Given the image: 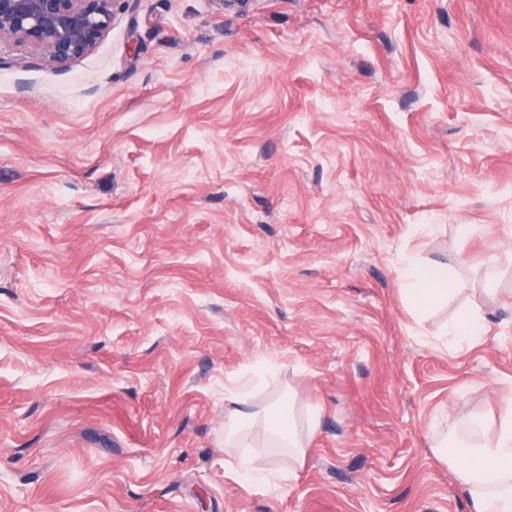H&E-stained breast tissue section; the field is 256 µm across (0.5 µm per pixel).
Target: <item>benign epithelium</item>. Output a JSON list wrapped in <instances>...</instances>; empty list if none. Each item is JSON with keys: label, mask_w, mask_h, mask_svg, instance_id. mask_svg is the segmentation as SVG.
Segmentation results:
<instances>
[{"label": "benign epithelium", "mask_w": 512, "mask_h": 512, "mask_svg": "<svg viewBox=\"0 0 512 512\" xmlns=\"http://www.w3.org/2000/svg\"><path fill=\"white\" fill-rule=\"evenodd\" d=\"M127 0H0V43L31 45L65 66L91 52Z\"/></svg>", "instance_id": "1"}]
</instances>
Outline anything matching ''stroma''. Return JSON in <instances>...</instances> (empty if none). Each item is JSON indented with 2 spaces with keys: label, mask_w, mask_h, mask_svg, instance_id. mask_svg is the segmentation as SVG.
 Here are the masks:
<instances>
[{
  "label": "stroma",
  "mask_w": 512,
  "mask_h": 512,
  "mask_svg": "<svg viewBox=\"0 0 512 512\" xmlns=\"http://www.w3.org/2000/svg\"><path fill=\"white\" fill-rule=\"evenodd\" d=\"M247 385L320 410L301 462L255 449L272 487L224 448ZM511 402L512 0H131L68 66L0 45V512H468L434 447ZM406 293L411 303L424 307L448 296V268L424 267L413 261L405 271ZM483 333V324L476 318L463 315L450 322L446 329V335L450 336H481ZM236 474L246 483L254 481H269L273 479L283 478L285 475L282 473H273L267 469H261L255 466V460L246 454L238 456V469Z\"/></svg>",
  "instance_id": "35a3bbf8"
}]
</instances>
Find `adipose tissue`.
<instances>
[{"label": "adipose tissue", "mask_w": 512, "mask_h": 512, "mask_svg": "<svg viewBox=\"0 0 512 512\" xmlns=\"http://www.w3.org/2000/svg\"><path fill=\"white\" fill-rule=\"evenodd\" d=\"M404 280L413 305L423 307L448 295L445 267H424L414 262L406 269ZM250 398L249 388L236 393V410L224 426V445L239 449L237 474L248 483L273 477L272 471L258 468L245 453L253 445L250 430L255 423H263L272 442L289 449L297 462L306 456L318 423V414L311 408L300 420L292 416L284 422L274 412L258 417L247 409ZM448 462L469 501L470 512H512V410L494 422L481 443L465 445L459 454L449 456Z\"/></svg>", "instance_id": "1"}]
</instances>
